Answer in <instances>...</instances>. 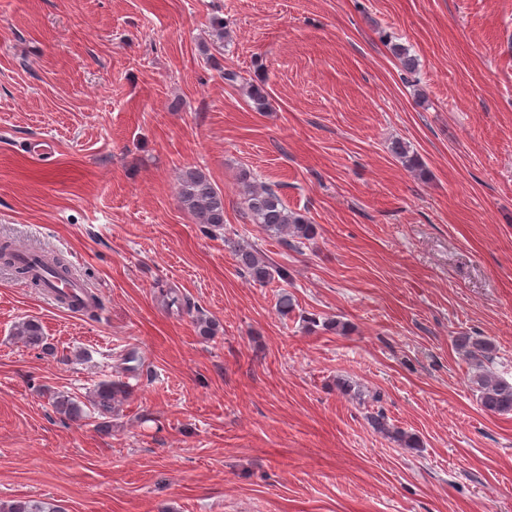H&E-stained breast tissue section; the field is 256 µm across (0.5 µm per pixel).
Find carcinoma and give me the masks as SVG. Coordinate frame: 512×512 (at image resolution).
I'll return each mask as SVG.
<instances>
[{"instance_id": "carcinoma-1", "label": "carcinoma", "mask_w": 512, "mask_h": 512, "mask_svg": "<svg viewBox=\"0 0 512 512\" xmlns=\"http://www.w3.org/2000/svg\"><path fill=\"white\" fill-rule=\"evenodd\" d=\"M390 49L403 69L409 73L416 71L417 60L409 55L407 49L398 44L391 45ZM391 151L402 160L406 167L414 169L420 166V160L411 153L410 147L406 143L394 142ZM242 184L244 203L248 214L254 223L260 225L265 232L276 235L286 234L298 244L315 238V225L308 223L302 216L289 210L278 191L272 186L252 182L251 176L246 173L242 175ZM179 200L182 207L195 218L197 223L206 224L215 229L223 228L224 196L204 172L198 169H188L183 172L180 179ZM236 255L241 266L256 282L267 283L277 275H284L281 269L270 263L252 247H241L236 251ZM0 260L36 286L40 285V280L33 273L37 265L50 268L60 267L64 272H69V268L59 258L51 260L37 258L31 263L22 262L21 250L13 242L0 244ZM19 335L30 347L43 346L42 327L34 320L23 322L19 328ZM454 343L457 349L474 360L471 381L479 391L481 407L493 414L512 413V383L496 378L483 369L482 362L490 358L494 349L493 344L485 338L469 334L454 337ZM121 392L123 389L119 384H103L95 392L94 405L98 409L108 412L112 409V400ZM53 405L57 413L70 420L79 421L84 418L85 412L80 402L68 395L57 396ZM0 512H59V510L50 502L28 500L0 502Z\"/></svg>"}]
</instances>
